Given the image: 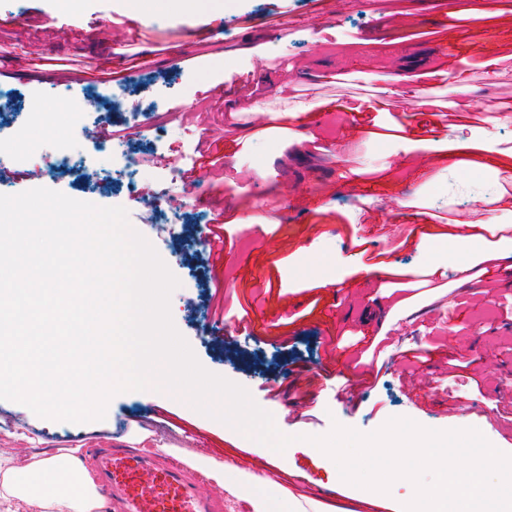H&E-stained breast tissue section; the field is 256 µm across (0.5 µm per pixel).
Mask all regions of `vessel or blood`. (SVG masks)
<instances>
[{
  "label": "vessel or blood",
  "mask_w": 512,
  "mask_h": 512,
  "mask_svg": "<svg viewBox=\"0 0 512 512\" xmlns=\"http://www.w3.org/2000/svg\"><path fill=\"white\" fill-rule=\"evenodd\" d=\"M93 456L112 512H223V491L204 486L185 466H163L122 441L94 449Z\"/></svg>",
  "instance_id": "b4317fda"
}]
</instances>
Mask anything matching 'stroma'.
<instances>
[{
  "instance_id": "35a3bbf8",
  "label": "stroma",
  "mask_w": 512,
  "mask_h": 512,
  "mask_svg": "<svg viewBox=\"0 0 512 512\" xmlns=\"http://www.w3.org/2000/svg\"><path fill=\"white\" fill-rule=\"evenodd\" d=\"M16 2L0 0V126L68 136L80 165L53 177L47 158L33 156L26 167L40 178L2 183L0 194L40 186L133 216L150 204L139 189L167 181L176 222L137 230L180 282L174 325L205 369L245 387L294 441L275 452L172 393L147 390L113 396L104 420L86 423L0 400V448L52 454L120 436L134 448H176L267 475L320 512H402L408 498L403 484L371 496L341 480L307 441L336 423L370 433L403 416L449 430L462 417L512 455L508 274L492 265L468 282L451 269L422 274V244L435 228L512 225V183L482 170L493 160L512 172V0H156L146 19L130 15L128 0H33L38 22L18 17ZM389 16L396 26L366 39ZM110 29L125 37L123 60ZM142 50L145 69L132 59ZM87 64L123 68L127 86L82 80ZM459 71L466 87L454 80ZM386 76L396 95L385 93ZM59 89L85 102L84 112L70 115L53 97ZM359 98L367 110L351 111ZM37 99L54 115L50 127L29 121ZM431 99L440 106L427 134L415 116ZM112 104V120L140 116L127 129L140 168L133 187L119 158L93 181L79 171L105 155L84 131ZM218 212L223 258L184 268L182 254L204 250L185 225ZM267 236L277 252L265 250ZM212 278L229 298L220 344L207 340ZM259 290L262 304L242 312ZM401 298L406 308L391 315ZM411 350L425 363L408 368ZM461 356L488 372L483 388L449 377V360ZM292 370L317 378L299 400L286 393ZM353 383L352 404L334 399L332 388Z\"/></svg>"
}]
</instances>
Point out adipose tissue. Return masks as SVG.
<instances>
[{"label":"adipose tissue","mask_w":512,"mask_h":512,"mask_svg":"<svg viewBox=\"0 0 512 512\" xmlns=\"http://www.w3.org/2000/svg\"><path fill=\"white\" fill-rule=\"evenodd\" d=\"M454 240L451 234L430 237L428 247L438 255L430 274H438L451 263L462 273L483 262L512 269V239L504 238L490 246L480 234L467 235L472 254L468 260L459 257L453 249ZM240 499L251 512H307L298 500L257 474L248 476L247 489ZM1 500L27 504L37 512H55L61 504L68 512H105L106 509L90 467L83 458L69 451L46 457L38 453L0 456Z\"/></svg>","instance_id":"obj_1"}]
</instances>
